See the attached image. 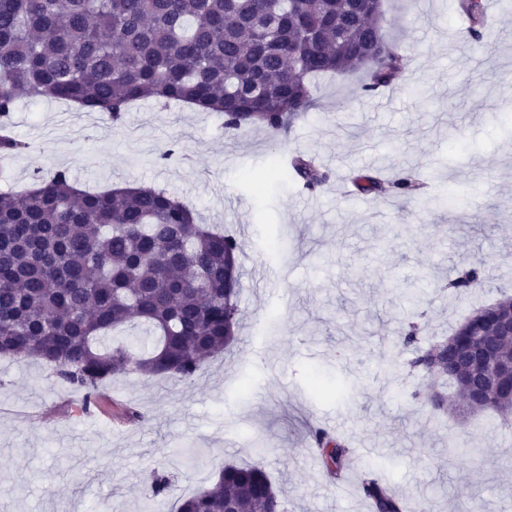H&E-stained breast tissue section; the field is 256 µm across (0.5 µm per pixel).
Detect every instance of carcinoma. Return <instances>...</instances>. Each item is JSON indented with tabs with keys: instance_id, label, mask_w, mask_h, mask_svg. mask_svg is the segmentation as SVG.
I'll list each match as a JSON object with an SVG mask.
<instances>
[{
	"instance_id": "1",
	"label": "carcinoma",
	"mask_w": 512,
	"mask_h": 512,
	"mask_svg": "<svg viewBox=\"0 0 512 512\" xmlns=\"http://www.w3.org/2000/svg\"><path fill=\"white\" fill-rule=\"evenodd\" d=\"M475 41L486 36L483 0H457ZM382 3L355 12L347 0H0V118L19 96L102 112L114 123L130 105L205 104L236 133L285 128L312 106L310 79L359 73L371 95L393 83L403 56L385 34ZM23 148L0 127V151ZM285 176L308 192L327 180L315 158L292 156ZM23 194L0 192V357L33 358L54 368L98 403L104 383L122 374L191 383L204 359L231 347L240 323L241 248L197 221L165 188L88 192L64 170ZM361 194L406 193V179L358 171ZM482 285V264L451 286ZM140 324L152 349L109 334ZM446 336L417 349L410 367L432 379L430 403L442 414L460 392L444 376ZM309 436L324 472L340 479L349 448L317 426ZM360 492L373 512H405L406 501L373 472ZM156 480L143 492L150 508L167 496ZM287 512L260 465L226 464L213 487L177 501V512Z\"/></svg>"
}]
</instances>
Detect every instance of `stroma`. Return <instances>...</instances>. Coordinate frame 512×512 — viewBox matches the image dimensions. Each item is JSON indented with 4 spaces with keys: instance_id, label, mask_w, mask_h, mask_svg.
<instances>
[{
    "instance_id": "1",
    "label": "stroma",
    "mask_w": 512,
    "mask_h": 512,
    "mask_svg": "<svg viewBox=\"0 0 512 512\" xmlns=\"http://www.w3.org/2000/svg\"><path fill=\"white\" fill-rule=\"evenodd\" d=\"M456 2L384 0L385 31L406 58L399 78L361 96L352 75L319 77L314 108L276 135H232L218 113L152 100L121 126L60 101L18 102L11 131L24 147L0 154V191L62 169L92 191L165 188L240 241L244 275L238 340L193 383H106L140 423L77 414L78 394L51 367L0 359V512H99L104 501L143 512L156 477L176 498L241 462L264 467L288 512H368L357 477L371 466L412 512H512V426L485 413L436 421L421 399L429 380L396 344L408 322L447 336L512 295V0H484L492 35L468 44ZM298 151L327 163L316 194L267 169ZM360 168L418 186L340 196L338 179ZM476 261L484 285L447 291ZM311 423L369 450L351 456L340 483L308 444ZM452 439L481 451L449 458Z\"/></svg>"
}]
</instances>
